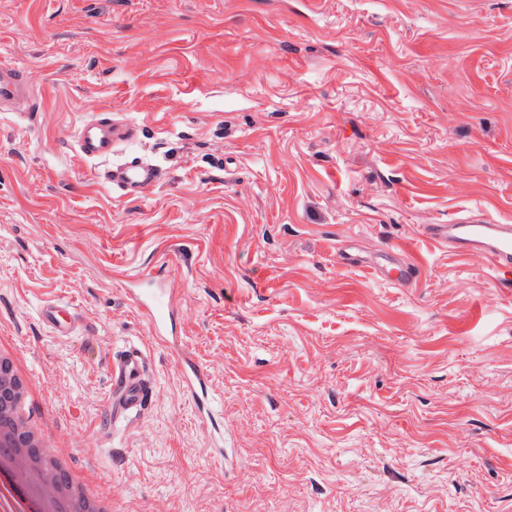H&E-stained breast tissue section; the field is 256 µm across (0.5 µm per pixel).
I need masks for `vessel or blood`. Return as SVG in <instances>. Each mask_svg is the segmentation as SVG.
Listing matches in <instances>:
<instances>
[{
	"label": "vessel or blood",
	"mask_w": 512,
	"mask_h": 512,
	"mask_svg": "<svg viewBox=\"0 0 512 512\" xmlns=\"http://www.w3.org/2000/svg\"><path fill=\"white\" fill-rule=\"evenodd\" d=\"M25 80L21 70L10 64H0V103L24 94ZM122 135V128L112 119L90 120L83 123L76 136V150L83 158L111 156L115 139ZM119 180L128 192L139 193L154 181L151 169L130 165L120 169ZM428 238L439 245H452L464 254L482 253L494 265L512 267L511 224H433L427 229ZM135 302L144 309L150 325L158 334H166L176 310L172 298L157 289L147 295L136 296ZM38 320L53 336L66 339L78 329L77 314L73 306L50 300L38 309ZM175 362L179 367L188 393L201 405L203 413H210L212 398L205 396L204 372L201 366L184 351L177 352ZM147 356L138 349H126L113 357L109 368V393L105 407L110 423L130 420L143 408L148 390Z\"/></svg>",
	"instance_id": "obj_1"
}]
</instances>
